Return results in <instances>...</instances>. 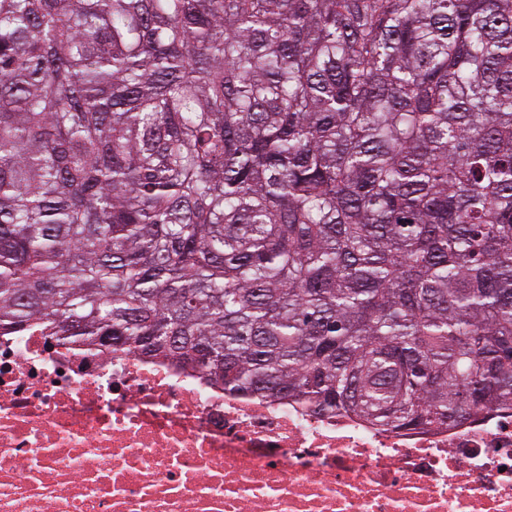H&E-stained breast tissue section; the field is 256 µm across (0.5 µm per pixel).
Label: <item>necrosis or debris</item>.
<instances>
[{"mask_svg": "<svg viewBox=\"0 0 512 512\" xmlns=\"http://www.w3.org/2000/svg\"><path fill=\"white\" fill-rule=\"evenodd\" d=\"M0 512H512V409L392 428L0 335Z\"/></svg>", "mask_w": 512, "mask_h": 512, "instance_id": "1", "label": "necrosis or debris"}]
</instances>
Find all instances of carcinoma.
<instances>
[{
  "label": "carcinoma",
  "instance_id": "obj_1",
  "mask_svg": "<svg viewBox=\"0 0 512 512\" xmlns=\"http://www.w3.org/2000/svg\"><path fill=\"white\" fill-rule=\"evenodd\" d=\"M386 426L512 404V0H0V334Z\"/></svg>",
  "mask_w": 512,
  "mask_h": 512
}]
</instances>
